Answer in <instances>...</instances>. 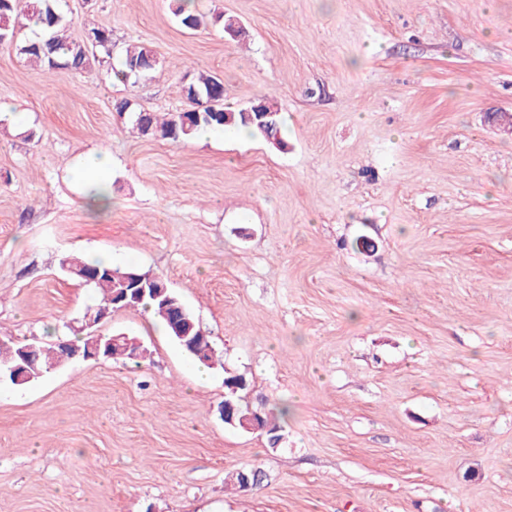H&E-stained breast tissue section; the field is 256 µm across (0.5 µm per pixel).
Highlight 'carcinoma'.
<instances>
[{"instance_id": "cac0c4a2", "label": "carcinoma", "mask_w": 512, "mask_h": 512, "mask_svg": "<svg viewBox=\"0 0 512 512\" xmlns=\"http://www.w3.org/2000/svg\"><path fill=\"white\" fill-rule=\"evenodd\" d=\"M65 6L66 0H0V21L9 27L8 36L17 53L49 70L56 67L82 68L89 59V53L83 40L67 34L72 20L64 10ZM30 24L42 27L46 37L39 41L25 37L24 30ZM141 64L148 65V68L136 70ZM158 64L159 60L153 49L140 44L126 51L122 69L110 68L106 75L113 74L123 80L131 77L139 80L155 70ZM183 93L188 101V107L179 112L166 113L161 117L145 110L130 113L127 101L117 104L115 111L120 115L130 113L134 128L139 134L159 136L175 142L192 139L196 131L202 127L227 126L246 128L267 141L280 140V112L277 105L268 99L263 100L264 110L271 114L272 125L261 128L246 119L239 110L231 111L228 116L224 115V84L215 76L199 75L183 88ZM61 264L69 277L102 292V304L91 309L97 318L120 310L150 307L174 341L177 340L175 323L183 317L195 320L192 311L169 287L157 288L154 293L143 298L124 295V275L139 272L135 267L108 266L74 257L63 258ZM36 354V367L45 375L49 373V368H55L63 361L74 360L72 348L63 341L53 345L39 344Z\"/></svg>"}]
</instances>
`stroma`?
<instances>
[{"mask_svg":"<svg viewBox=\"0 0 512 512\" xmlns=\"http://www.w3.org/2000/svg\"><path fill=\"white\" fill-rule=\"evenodd\" d=\"M67 5L111 56L43 71L0 47V338L67 337L97 295L61 259L109 254L162 277L221 363L198 380L139 308L99 329L145 361L0 382V512H512V133L487 120L512 112V0H194L195 30L173 0ZM139 43L157 69L105 80ZM202 72L232 108L276 101L285 149L115 111H181ZM104 148L97 211L77 167ZM228 371L278 445L224 424Z\"/></svg>","mask_w":512,"mask_h":512,"instance_id":"35a3bbf8","label":"stroma"}]
</instances>
